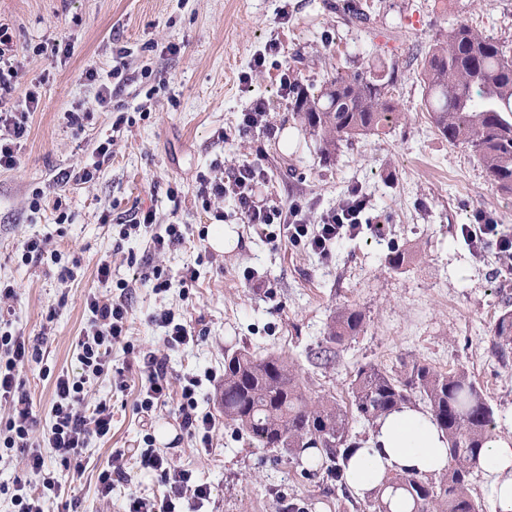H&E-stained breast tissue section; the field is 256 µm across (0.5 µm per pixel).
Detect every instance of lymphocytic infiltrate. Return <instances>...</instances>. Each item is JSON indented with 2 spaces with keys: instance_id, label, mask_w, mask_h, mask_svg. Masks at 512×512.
I'll list each match as a JSON object with an SVG mask.
<instances>
[{
  "instance_id": "lymphocytic-infiltrate-1",
  "label": "lymphocytic infiltrate",
  "mask_w": 512,
  "mask_h": 512,
  "mask_svg": "<svg viewBox=\"0 0 512 512\" xmlns=\"http://www.w3.org/2000/svg\"><path fill=\"white\" fill-rule=\"evenodd\" d=\"M23 74L15 63L13 40L6 27L0 26V168L12 169L19 162L22 143L29 135L28 120L37 111L40 97L35 90H27L22 105L10 104L9 99ZM266 172L252 162L234 167L227 177L209 179L200 177L197 198L203 209L214 212L224 199L234 201L244 223L257 227L276 224L284 228L290 243L311 247L321 256H329L332 248L344 237L358 235L365 222L367 199L351 193L337 208L310 222L301 200L294 199L282 206H270L258 200L256 188L264 183ZM157 217L153 210L132 211L119 230L122 239L146 237L154 253L161 254L182 243L184 234L180 225L169 224L157 230ZM116 295L89 294L84 306L89 321L76 342L77 360L81 376L58 374L54 383L51 407V426L47 433L37 431V420L32 401L23 388L18 374L19 365L40 362L42 353L23 332L11 331L16 296L14 285L0 283V405L7 406L8 416L0 423V447L25 452L27 470L42 478L39 486L16 479L11 485L0 486V493L10 494L17 512H45L47 502L59 498L62 484L54 471L46 465V455H53L63 467L81 468L80 452L93 437L110 433L112 411L106 402L89 403L85 385L88 380L106 375L110 371L109 357L113 346H122L125 353L135 347L128 338L129 282L115 283ZM138 368L145 377L141 388L138 410L150 415L165 405L170 396L167 358L156 353L143 355ZM179 425L183 431L198 439L201 447H209L215 418L211 412L198 408L196 388L198 379L185 375L179 381ZM142 468L152 470L166 488L162 498L148 499L130 495L127 512H176L177 504H184L188 512H198L209 501L213 490L210 485L197 482L191 470L170 464L167 457L153 446H146L139 455Z\"/></svg>"
}]
</instances>
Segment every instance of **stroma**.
I'll list each match as a JSON object with an SVG mask.
<instances>
[{
    "label": "stroma",
    "mask_w": 512,
    "mask_h": 512,
    "mask_svg": "<svg viewBox=\"0 0 512 512\" xmlns=\"http://www.w3.org/2000/svg\"><path fill=\"white\" fill-rule=\"evenodd\" d=\"M336 0H0L23 79L13 100L37 86L40 106L20 163L0 170V281L14 282L13 330L42 336L43 360L24 364L21 378L33 402L39 430L51 421L53 381L78 373L77 336L86 326L88 293H108L96 276L108 261L113 280L136 281L130 300L129 338L141 352L165 354L171 381L198 377L200 410L216 425L210 448H201L179 428V393L142 422L136 406L144 380L131 356L113 347L112 373L87 388L90 402L112 410V431L92 438L81 451L85 467L63 469L69 512H124L130 493L159 496L155 472L138 467L144 435L173 464L210 485L205 512H374L372 497L357 496L323 475H307V462L262 448L224 419L220 394L224 357L242 348L287 356L313 393L330 394L350 406L356 371L375 365L396 375L421 362L438 370L462 367L482 389L495 417V433L512 437V352L496 354L490 329L512 302V259L477 253L461 233L477 212L492 214L512 236V193L492 185L480 163L448 143L423 103L422 59L457 24H468L512 49V0H366L368 26L345 24ZM66 36L69 56L37 54L40 43ZM277 42L276 64L255 70L253 59ZM180 45L175 55L168 44ZM126 48L128 67L113 79L116 100L129 121L96 101L87 71L106 73L112 52ZM295 79L321 88L336 73L363 67L395 70L398 121L379 134L342 144L322 162L319 144L282 97L280 65ZM265 101L261 123L247 136L237 125L243 112ZM90 110L84 127L67 124L65 112ZM111 140L112 156L94 181L59 192V173L93 163L98 142ZM262 166L270 180L267 205L303 199L312 217L336 208L351 191L369 200L372 227L341 240L324 258L292 246L278 225L260 230L243 223L232 200L220 208L239 243L214 251L202 236L215 218L197 199V175L222 177L238 164ZM40 191V209L29 206ZM64 197L69 220L58 223L55 200ZM153 208L160 224L182 225L186 239L151 255L146 239L119 240L117 221L131 209ZM112 221L100 223L102 211ZM31 236L49 239L64 262H76L64 282L58 268L22 259ZM412 253L411 263L392 268V248ZM164 268L167 292L155 293L139 278L147 264ZM195 268L197 280L182 278ZM363 311L357 336L335 346L329 364L314 357L331 318L344 306ZM171 309L198 331L194 343L167 349L165 330L151 317ZM127 454V476L101 495L98 474L112 452Z\"/></svg>",
    "instance_id": "stroma-1"
}]
</instances>
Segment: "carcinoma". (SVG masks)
I'll list each match as a JSON object with an SVG mask.
<instances>
[{
    "label": "carcinoma",
    "instance_id": "obj_1",
    "mask_svg": "<svg viewBox=\"0 0 512 512\" xmlns=\"http://www.w3.org/2000/svg\"><path fill=\"white\" fill-rule=\"evenodd\" d=\"M351 24L370 20L353 0L336 4ZM424 106L448 142L461 145L481 163L489 181L512 193V52L461 24L425 54L422 63ZM397 74L369 68L334 77L317 95L297 87L289 101L294 112L322 144L330 159L341 142L379 133L398 118L392 96ZM364 315L354 307L336 311L328 344L357 335ZM493 347L512 350V309H504L491 327ZM352 408L371 423L383 414L422 402L448 439V465L439 477L393 473L385 484L403 491L412 512H480L469 492L485 444L493 438L495 418L482 390L463 369L439 371L414 362L390 375L374 366L358 369L351 382ZM224 420L263 448L300 457L310 449L331 462L328 475L343 477L339 461L353 448L348 442L349 414L326 395L311 396L283 355L237 350L224 356Z\"/></svg>",
    "mask_w": 512,
    "mask_h": 512
}]
</instances>
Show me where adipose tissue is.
Masks as SVG:
<instances>
[{"label": "adipose tissue", "mask_w": 512, "mask_h": 512, "mask_svg": "<svg viewBox=\"0 0 512 512\" xmlns=\"http://www.w3.org/2000/svg\"><path fill=\"white\" fill-rule=\"evenodd\" d=\"M448 440L429 411L406 406L379 418L369 437L361 441L345 469L348 486L370 496L389 472L431 476L448 464ZM481 466L491 512H512V438L498 437L484 449Z\"/></svg>", "instance_id": "1"}]
</instances>
